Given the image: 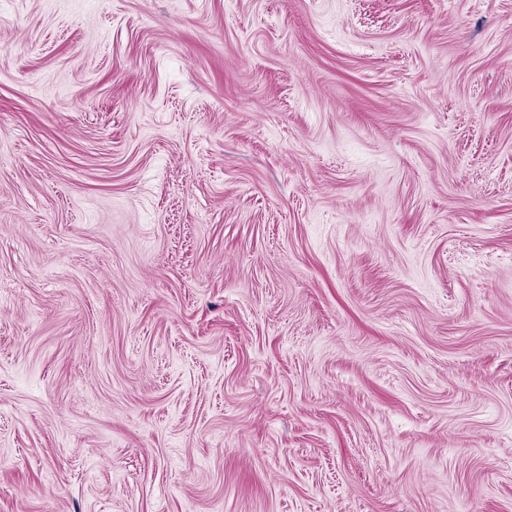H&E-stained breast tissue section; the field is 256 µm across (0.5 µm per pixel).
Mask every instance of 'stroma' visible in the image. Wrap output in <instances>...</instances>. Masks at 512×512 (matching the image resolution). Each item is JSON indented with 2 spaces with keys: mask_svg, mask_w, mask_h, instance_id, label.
Listing matches in <instances>:
<instances>
[{
  "mask_svg": "<svg viewBox=\"0 0 512 512\" xmlns=\"http://www.w3.org/2000/svg\"><path fill=\"white\" fill-rule=\"evenodd\" d=\"M0 512H512V0H0Z\"/></svg>",
  "mask_w": 512,
  "mask_h": 512,
  "instance_id": "stroma-1",
  "label": "stroma"
}]
</instances>
